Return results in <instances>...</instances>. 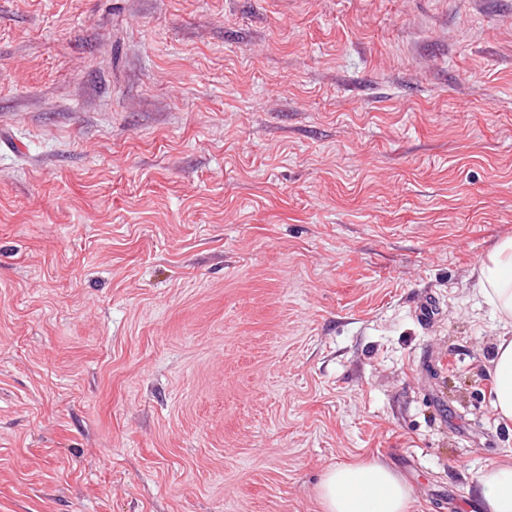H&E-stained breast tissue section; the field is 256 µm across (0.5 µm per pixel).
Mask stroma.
<instances>
[{"label":"stroma","instance_id":"stroma-1","mask_svg":"<svg viewBox=\"0 0 512 512\" xmlns=\"http://www.w3.org/2000/svg\"><path fill=\"white\" fill-rule=\"evenodd\" d=\"M509 236L512 0H0V512H478ZM316 493L323 512H408L411 491L385 463L329 467Z\"/></svg>","mask_w":512,"mask_h":512}]
</instances>
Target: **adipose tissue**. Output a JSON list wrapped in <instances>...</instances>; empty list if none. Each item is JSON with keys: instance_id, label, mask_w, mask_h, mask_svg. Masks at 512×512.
Instances as JSON below:
<instances>
[{"instance_id": "obj_1", "label": "adipose tissue", "mask_w": 512, "mask_h": 512, "mask_svg": "<svg viewBox=\"0 0 512 512\" xmlns=\"http://www.w3.org/2000/svg\"><path fill=\"white\" fill-rule=\"evenodd\" d=\"M476 287L502 327L512 326V237L501 239L475 270ZM493 407L512 421V337H500L491 361ZM323 512H408L411 491L385 463L329 467L316 489ZM475 497L482 512H512V465L491 464L479 478Z\"/></svg>"}]
</instances>
